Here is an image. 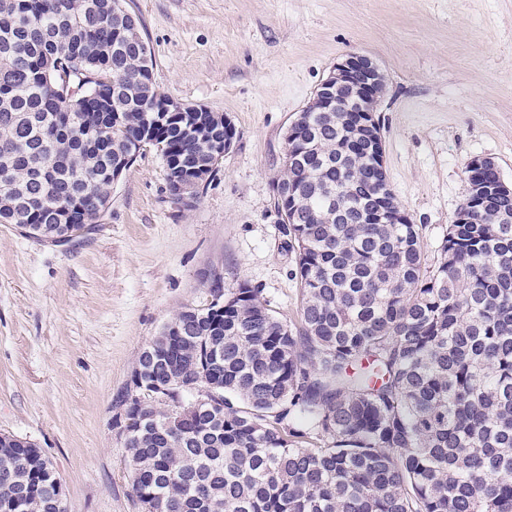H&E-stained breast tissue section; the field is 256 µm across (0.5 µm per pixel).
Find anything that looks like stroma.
Here are the masks:
<instances>
[{
  "label": "stroma",
  "instance_id": "obj_1",
  "mask_svg": "<svg viewBox=\"0 0 512 512\" xmlns=\"http://www.w3.org/2000/svg\"><path fill=\"white\" fill-rule=\"evenodd\" d=\"M174 100L236 137L188 199L144 150L104 217L68 243L0 224V434L34 442L66 512H138L113 399L142 348L214 278L246 282L294 323L295 254L274 207L284 135L341 56L385 74L377 117L390 186L423 225L424 257L468 191L474 157L512 180V0H125Z\"/></svg>",
  "mask_w": 512,
  "mask_h": 512
}]
</instances>
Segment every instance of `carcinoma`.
<instances>
[{"label":"carcinoma","instance_id":"cac0c4a2","mask_svg":"<svg viewBox=\"0 0 512 512\" xmlns=\"http://www.w3.org/2000/svg\"><path fill=\"white\" fill-rule=\"evenodd\" d=\"M139 18L122 0H0V224L36 238L92 230L110 171L139 142L212 163L224 125L154 110L164 98ZM285 141L274 205L290 212L297 322L243 282L224 318L188 305L159 335L160 375L181 395L224 347L217 406L176 423V396L126 417L134 496L149 512H512V197L495 192L452 223L431 268L419 224H364L374 189L352 112H304ZM0 510L65 512L51 461L0 449Z\"/></svg>","mask_w":512,"mask_h":512}]
</instances>
